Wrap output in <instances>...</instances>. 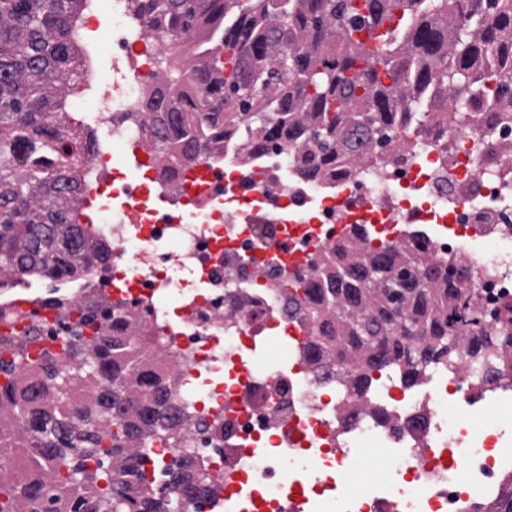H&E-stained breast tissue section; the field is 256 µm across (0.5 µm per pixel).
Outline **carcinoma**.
<instances>
[{
  "instance_id": "carcinoma-1",
  "label": "carcinoma",
  "mask_w": 512,
  "mask_h": 512,
  "mask_svg": "<svg viewBox=\"0 0 512 512\" xmlns=\"http://www.w3.org/2000/svg\"><path fill=\"white\" fill-rule=\"evenodd\" d=\"M82 0H0V272L72 276L91 246L72 202L80 164L95 150L93 132H76L56 90L78 83L71 20ZM130 11L167 48L188 47L212 32L202 67L174 65L145 99L144 132L161 149L190 162L200 137L216 126L246 134L307 131L296 145L304 171L315 175L357 141L390 142L401 122L418 125L430 100L450 89L464 103L512 105V0H128ZM28 168L21 179L17 168ZM323 321L319 349L354 364L355 384L369 393L372 371L385 365L411 383L420 369L455 356L457 331L473 356L512 345L508 320L483 326L477 300L459 288L456 269L398 254H341L321 266L319 282L295 297ZM131 313H115L95 348L109 381L91 405L71 403L74 386L61 373L84 378L48 351L29 382L14 378L28 360L14 350L0 361V445L24 441V468L0 485V512L18 503L26 512H155L142 492L144 475L125 451L145 437H179L172 385L151 364L154 337L129 336ZM420 343H414V340ZM141 397L128 406V391ZM93 462L91 470L87 462ZM203 474L188 461L178 485ZM112 490L88 496L101 479Z\"/></svg>"
}]
</instances>
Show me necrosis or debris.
<instances>
[{
	"label": "necrosis or debris",
	"instance_id": "4bbe7bcc",
	"mask_svg": "<svg viewBox=\"0 0 512 512\" xmlns=\"http://www.w3.org/2000/svg\"><path fill=\"white\" fill-rule=\"evenodd\" d=\"M112 30L122 82L99 66ZM76 39L109 151L87 157L95 191L112 189V211L94 230L109 242L107 262L84 268L77 286L41 277L40 297L55 311L14 318L16 345L68 350L84 366L115 307L134 314V331L155 336L174 368L180 441L139 440L141 465L158 512H473L495 504L512 474V346L491 361L472 357L459 329L452 364L422 369L404 384L376 373L375 396L355 394L332 360H315L320 327L291 303L317 279L313 262L342 240V225L373 228V251L421 253L455 263L461 288L485 311L512 304V112L462 110L448 94V122L399 130L361 166L342 160L303 172L288 138L249 139L238 130L208 137L192 162L205 181L141 133L142 92L156 79L142 61L157 53L134 28L127 0L80 12ZM387 455L388 474L359 495L347 489L367 444ZM261 449L251 457V449ZM206 463L198 490L175 487L188 459Z\"/></svg>",
	"mask_w": 512,
	"mask_h": 512
}]
</instances>
